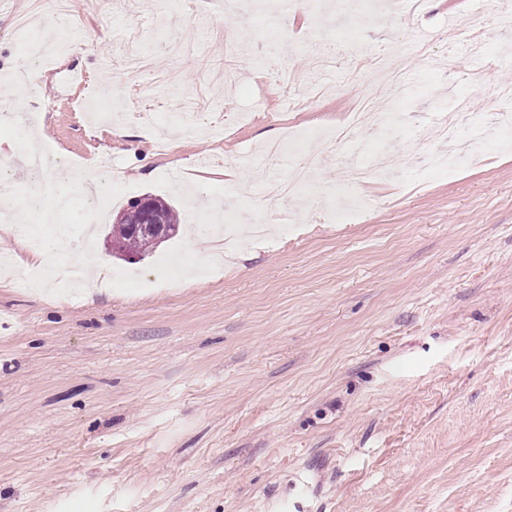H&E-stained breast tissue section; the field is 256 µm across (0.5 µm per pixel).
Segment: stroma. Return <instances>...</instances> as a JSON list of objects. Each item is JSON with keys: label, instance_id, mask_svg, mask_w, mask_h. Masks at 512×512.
<instances>
[{"label": "stroma", "instance_id": "35a3bbf8", "mask_svg": "<svg viewBox=\"0 0 512 512\" xmlns=\"http://www.w3.org/2000/svg\"><path fill=\"white\" fill-rule=\"evenodd\" d=\"M389 3L387 20L368 23L334 19L325 0L281 19L224 0L204 14L188 0H148L141 14L77 0L60 62L131 126L117 62L130 28L159 65L171 18L199 29L176 63L188 91L223 61V31H246L252 53L233 95L217 99L211 134L170 136L166 152L110 140L50 74L24 88L54 154L110 159L124 187L111 214L150 193L173 203L181 228L143 260L113 259L92 296L0 280V512H264L272 497L302 512H512V148L493 135L430 173L407 152L420 126L423 149H439L431 117L459 96L512 113L493 94L512 87V53L498 52L512 29L479 0H426L413 15ZM37 10L0 8V67H17L30 38L13 13ZM464 12L486 35L484 55L449 33ZM95 37L96 53L81 54ZM321 53L332 64L318 78L333 91L294 109L268 73L286 61L307 73ZM374 100L405 115L364 156L394 179L350 188L355 144L318 154L300 143L292 159L311 158L318 210L253 238L243 192L286 176L289 161L255 171L244 154L291 129L342 126ZM17 140L0 121V164L21 198L33 177L14 161ZM217 199L226 258L185 275L213 246L196 227ZM78 218L41 223L44 243L63 225L103 247L111 220Z\"/></svg>", "mask_w": 512, "mask_h": 512}]
</instances>
